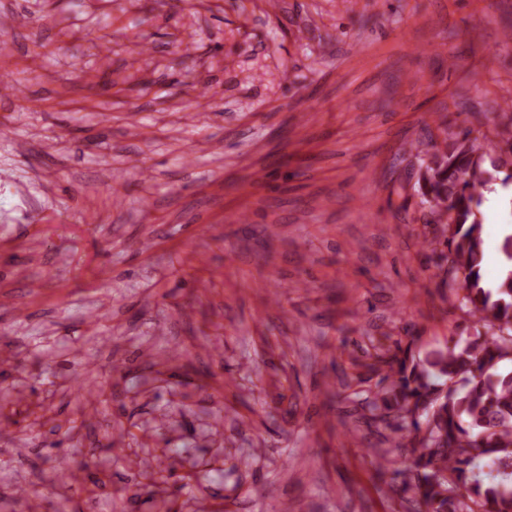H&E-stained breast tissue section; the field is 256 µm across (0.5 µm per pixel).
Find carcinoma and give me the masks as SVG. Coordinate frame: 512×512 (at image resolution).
I'll list each match as a JSON object with an SVG mask.
<instances>
[{"label": "carcinoma", "mask_w": 512, "mask_h": 512, "mask_svg": "<svg viewBox=\"0 0 512 512\" xmlns=\"http://www.w3.org/2000/svg\"><path fill=\"white\" fill-rule=\"evenodd\" d=\"M488 132L463 126L443 146L419 141L416 193L426 223L442 225L424 246L446 264L454 308L474 333L420 356L396 345L379 358L387 375L368 401L374 419L393 418L411 449V485L423 512H512V233L503 235L509 268L495 289L481 275L484 190L512 186V114ZM488 459L501 480L472 475Z\"/></svg>", "instance_id": "1"}]
</instances>
